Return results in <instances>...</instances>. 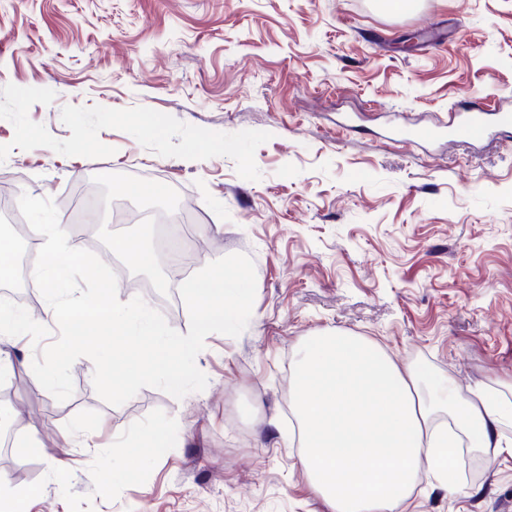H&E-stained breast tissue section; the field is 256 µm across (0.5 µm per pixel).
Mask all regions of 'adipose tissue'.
<instances>
[{"mask_svg": "<svg viewBox=\"0 0 512 512\" xmlns=\"http://www.w3.org/2000/svg\"><path fill=\"white\" fill-rule=\"evenodd\" d=\"M294 380L300 462L330 512H404L424 466L457 491L459 443L499 450L512 423V401L485 388L461 395L427 367L399 366L356 336L308 337Z\"/></svg>", "mask_w": 512, "mask_h": 512, "instance_id": "ef3b65f1", "label": "adipose tissue"}]
</instances>
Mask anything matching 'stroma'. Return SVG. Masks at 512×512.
Returning <instances> with one entry per match:
<instances>
[{
  "instance_id": "35a3bbf8",
  "label": "stroma",
  "mask_w": 512,
  "mask_h": 512,
  "mask_svg": "<svg viewBox=\"0 0 512 512\" xmlns=\"http://www.w3.org/2000/svg\"><path fill=\"white\" fill-rule=\"evenodd\" d=\"M417 34L413 51H398ZM48 88L32 121L69 138L64 106H144L201 128L269 132L241 178L227 157H161L104 129V158L12 148L0 173L52 199L64 220L83 185L99 186L84 247L132 283L141 270L113 238L148 242L154 265L185 263L142 297L176 331L189 315L187 274L230 254L252 258L256 297L238 337H206L205 390L177 399L152 387L113 406L86 358L57 401L33 373L32 345L11 347L10 407L46 454L0 456L27 512H329L299 462L288 393L306 337L362 336L398 364L427 365L460 390L507 382L512 401V129L471 146L431 129L465 101L512 106V0H0V88ZM132 219L112 221V206ZM186 212L193 229L145 221ZM79 429L122 445L103 459L69 448L66 477L48 454ZM153 429L167 448L145 447ZM143 457L126 470L125 455ZM451 493L421 472L407 512H512V456L478 453Z\"/></svg>"
}]
</instances>
